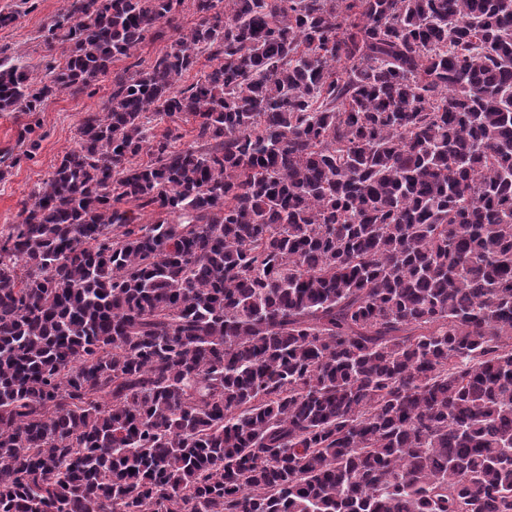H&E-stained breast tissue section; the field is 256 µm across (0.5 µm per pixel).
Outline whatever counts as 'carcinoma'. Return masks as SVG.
Segmentation results:
<instances>
[{"label": "carcinoma", "mask_w": 512, "mask_h": 512, "mask_svg": "<svg viewBox=\"0 0 512 512\" xmlns=\"http://www.w3.org/2000/svg\"><path fill=\"white\" fill-rule=\"evenodd\" d=\"M66 2L0 46L12 167L112 74L0 231V512H512V0ZM64 6L63 0H39L36 10L22 12L13 25L0 29V45L9 43L20 49L24 53L23 63L37 80L43 75L44 64L55 53L44 44L41 30ZM165 37L164 39H155L151 35H149L141 44L140 47L134 52V57L130 59H126L123 61H118L112 67L113 70H117L120 68H124L130 65L137 59H144L146 62L152 61L154 57L164 48L166 45ZM28 118L21 112H0V156L6 152L18 153L16 140ZM194 127L193 120L190 118L189 122H186L184 117L166 119L165 122L158 125L155 128V133L161 135L166 131H171L175 138L174 144L176 147L181 148L185 144L192 140V128Z\"/></svg>", "instance_id": "obj_1"}]
</instances>
